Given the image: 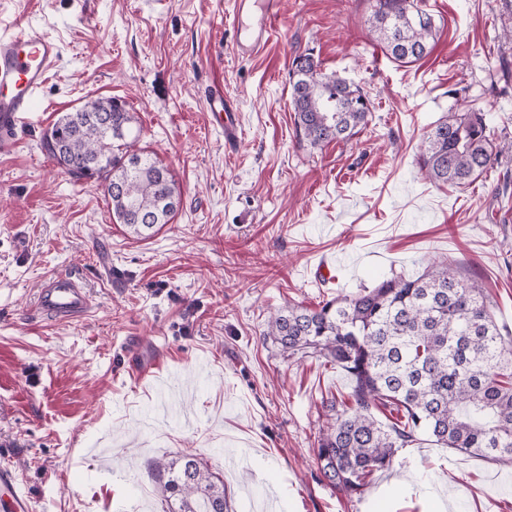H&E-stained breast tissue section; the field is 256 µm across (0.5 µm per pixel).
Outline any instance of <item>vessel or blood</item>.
<instances>
[{
    "label": "vessel or blood",
    "mask_w": 512,
    "mask_h": 512,
    "mask_svg": "<svg viewBox=\"0 0 512 512\" xmlns=\"http://www.w3.org/2000/svg\"><path fill=\"white\" fill-rule=\"evenodd\" d=\"M280 6L281 0H230L237 55L253 56L266 45ZM60 57V45L40 29L18 21L0 24V149H8L25 113L33 111V101ZM204 104L215 117L226 148H235L238 113L223 87H210ZM91 303L78 275L59 274L40 289L34 312L44 319L71 321L84 315ZM0 512H32L30 498L20 488L15 472L8 468L0 469Z\"/></svg>",
    "instance_id": "b4317fda"
}]
</instances>
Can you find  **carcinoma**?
<instances>
[{"mask_svg":"<svg viewBox=\"0 0 512 512\" xmlns=\"http://www.w3.org/2000/svg\"><path fill=\"white\" fill-rule=\"evenodd\" d=\"M368 24L402 65L427 56L436 31L419 0H373ZM290 105L313 149L350 140L372 112L367 93L323 72L309 52L292 60ZM101 113L112 120L109 138L95 124ZM139 134L127 103L104 97L60 115L43 147L66 174L101 183L116 223L146 238L170 223L180 200L167 166L137 147ZM501 153L484 113L450 111L426 132L418 163L429 180L461 188L494 169ZM262 339L287 358L321 360L350 377L348 399L325 401L327 421L313 444L323 477L344 496L363 497L373 474L423 437L512 465V336L458 263L435 261L316 308L290 305L269 316ZM382 407L396 417L379 419ZM155 469L162 512H227L224 480L197 456L158 461Z\"/></svg>","mask_w":512,"mask_h":512,"instance_id":"obj_1","label":"carcinoma"}]
</instances>
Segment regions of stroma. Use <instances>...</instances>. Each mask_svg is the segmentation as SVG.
Here are the masks:
<instances>
[{"label":"stroma","instance_id":"35a3bbf8","mask_svg":"<svg viewBox=\"0 0 512 512\" xmlns=\"http://www.w3.org/2000/svg\"><path fill=\"white\" fill-rule=\"evenodd\" d=\"M225 2L0 0V19L61 46L34 120L0 150V467L33 512H160L152 464L186 452L223 477L229 512H512V467L428 441L399 449L362 499L337 493L311 444L322 399L346 398L350 380L260 339L282 306L446 258L512 332V210L498 205L512 194V0H423L438 33L410 66L371 41V0H283L273 41L249 58L233 50ZM305 51L368 92L373 120L351 140L299 142L289 72ZM214 85L238 106L231 152L204 106ZM98 97L127 102L180 192L149 239L112 223L103 187L43 150L60 113ZM470 107L509 149L472 186H437L417 146ZM70 270L91 312L34 316L43 283Z\"/></svg>","mask_w":512,"mask_h":512}]
</instances>
